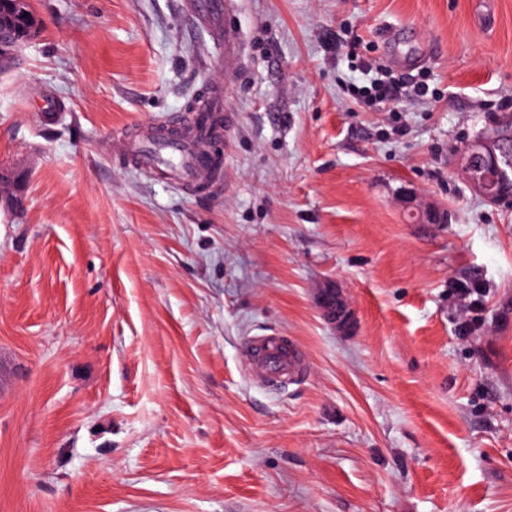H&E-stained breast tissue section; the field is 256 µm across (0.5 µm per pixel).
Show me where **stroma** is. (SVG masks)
<instances>
[{
    "mask_svg": "<svg viewBox=\"0 0 512 512\" xmlns=\"http://www.w3.org/2000/svg\"><path fill=\"white\" fill-rule=\"evenodd\" d=\"M32 4L0 73L25 175L0 208V512H512V207L455 171L512 113V0H230L217 26L194 0ZM375 66L401 97L353 95ZM217 93L208 187L115 148ZM401 189L447 223H409ZM269 332L307 355L280 387L242 361ZM321 303L328 319L337 326L349 323L350 310L335 286H327L321 291Z\"/></svg>",
    "mask_w": 512,
    "mask_h": 512,
    "instance_id": "35a3bbf8",
    "label": "stroma"
}]
</instances>
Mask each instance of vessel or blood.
Wrapping results in <instances>:
<instances>
[{
	"label": "vessel or blood",
	"instance_id": "b4317fda",
	"mask_svg": "<svg viewBox=\"0 0 512 512\" xmlns=\"http://www.w3.org/2000/svg\"><path fill=\"white\" fill-rule=\"evenodd\" d=\"M174 123L184 131L183 139H165L148 145L129 140L122 142V152L139 169L173 185L190 188L208 182L210 170L203 159L212 152L210 140L198 136L197 119L192 115H179ZM248 360L252 375L258 378L271 375L285 378L304 365L301 351L287 346L283 336L274 333L250 340Z\"/></svg>",
	"mask_w": 512,
	"mask_h": 512
}]
</instances>
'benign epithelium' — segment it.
<instances>
[{
  "instance_id": "benign-epithelium-1",
  "label": "benign epithelium",
  "mask_w": 512,
  "mask_h": 512,
  "mask_svg": "<svg viewBox=\"0 0 512 512\" xmlns=\"http://www.w3.org/2000/svg\"><path fill=\"white\" fill-rule=\"evenodd\" d=\"M0 9L16 19L25 18L27 26L16 27L0 18V44H17L35 38L41 23L32 12V0H0ZM456 170L470 191L494 205L512 202V113L502 114L490 129L470 140L456 156ZM399 200L415 224H446L448 213L424 201L409 189L399 193ZM15 208L22 202L19 177L0 167V202ZM321 303L328 319L344 327L350 310L334 286L321 291Z\"/></svg>"
}]
</instances>
